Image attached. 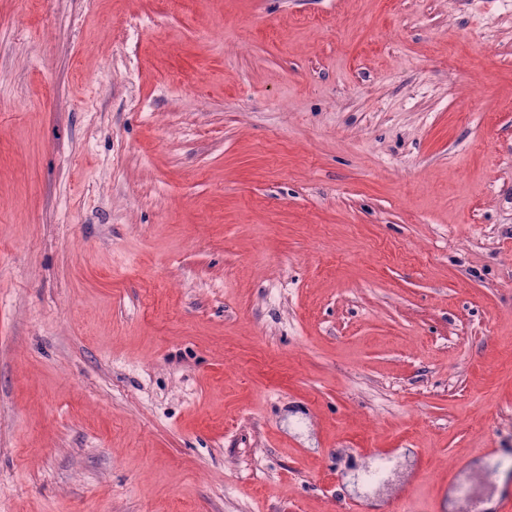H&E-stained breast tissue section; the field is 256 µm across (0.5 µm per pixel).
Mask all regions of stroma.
Returning a JSON list of instances; mask_svg holds the SVG:
<instances>
[{
  "mask_svg": "<svg viewBox=\"0 0 512 512\" xmlns=\"http://www.w3.org/2000/svg\"><path fill=\"white\" fill-rule=\"evenodd\" d=\"M512 494L507 0H0V512Z\"/></svg>",
  "mask_w": 512,
  "mask_h": 512,
  "instance_id": "1",
  "label": "stroma"
}]
</instances>
